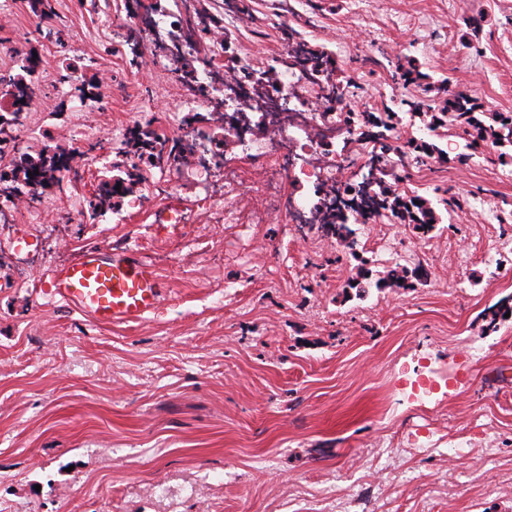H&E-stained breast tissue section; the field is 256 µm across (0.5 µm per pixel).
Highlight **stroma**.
I'll use <instances>...</instances> for the list:
<instances>
[{"label": "stroma", "mask_w": 512, "mask_h": 512, "mask_svg": "<svg viewBox=\"0 0 512 512\" xmlns=\"http://www.w3.org/2000/svg\"><path fill=\"white\" fill-rule=\"evenodd\" d=\"M128 0H55L62 44L42 41L26 0L0 9V70L42 58L20 139L95 143L81 181L41 205L0 199V512H512V318L482 313L512 299V146L472 148L451 126L443 157L407 166L403 189L440 217L355 225L346 247L273 209L260 224L203 215L161 231L159 171L114 210L83 209L112 176L124 142L108 130L173 131L182 82L164 45L145 40L130 67L112 29ZM249 18L210 53L283 60V29L331 54L367 103L440 109L449 91L512 113V0H248ZM411 57L433 89L393 86ZM123 80L105 111L57 82ZM28 232L36 258L12 240ZM134 248L165 299L135 323L102 326L51 301L48 273L84 247ZM403 267L414 287L376 288ZM367 270L365 293L348 286ZM464 448L449 458V448Z\"/></svg>", "instance_id": "1"}]
</instances>
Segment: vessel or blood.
<instances>
[{"label": "vessel or blood", "instance_id": "vessel-or-blood-1", "mask_svg": "<svg viewBox=\"0 0 512 512\" xmlns=\"http://www.w3.org/2000/svg\"><path fill=\"white\" fill-rule=\"evenodd\" d=\"M49 284L53 300L100 325L136 322L163 297L154 264L131 250L84 248L52 269Z\"/></svg>", "mask_w": 512, "mask_h": 512}]
</instances>
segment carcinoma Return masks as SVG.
Masks as SVG:
<instances>
[{"label": "carcinoma", "mask_w": 512, "mask_h": 512, "mask_svg": "<svg viewBox=\"0 0 512 512\" xmlns=\"http://www.w3.org/2000/svg\"><path fill=\"white\" fill-rule=\"evenodd\" d=\"M30 13L37 19H44L54 13L53 0H27ZM185 42L191 49L192 58L181 57L183 79L195 92L203 91V86L195 84L194 72L196 64L207 62V54L203 53L202 35L196 31L194 24L186 26ZM42 63V59L34 57L30 49L18 55L16 67L0 71V96L9 101V108L0 110V198L12 200L26 196L32 202L42 199L45 192L54 187H61L65 181H75L79 170L73 167L76 151H68L49 142L38 150L23 147L13 132L24 124L28 109L34 100L32 76ZM423 73L410 60H397L392 78L395 82L418 84ZM102 86L99 83L80 84L73 88V96L84 101L90 97L101 100ZM427 125L438 127L449 121L457 124L464 138L473 146L485 145L489 142L502 144L512 142V113L487 112L473 97L459 92H451L444 102L442 111L428 112ZM345 119L357 127L378 130V138L385 141L383 148L392 149L388 143V132L394 129L397 114L392 111L348 112ZM126 144L131 146L133 162L124 169V176L104 178L98 182L94 192L84 198V209L89 218L95 219L118 205V201L132 195L135 188L145 180L138 163L151 169L176 168L181 165L186 147L178 141H169L168 137L158 134L147 126L137 125L126 132ZM408 157L419 162L423 157L431 156L436 151L435 144L411 140L408 142ZM33 175H28V172ZM372 211L385 219L396 216L408 219L421 234H426L438 223L439 217L429 201L419 195H408L395 192L385 187L378 188L372 199ZM326 234L337 241L351 245L353 230L349 225L334 217L331 222L322 225Z\"/></svg>", "instance_id": "obj_1"}]
</instances>
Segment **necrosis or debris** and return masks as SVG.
<instances>
[{
    "mask_svg": "<svg viewBox=\"0 0 512 512\" xmlns=\"http://www.w3.org/2000/svg\"><path fill=\"white\" fill-rule=\"evenodd\" d=\"M307 51L306 40L297 36L287 47L290 61L281 68L241 59L219 69L201 66L199 80L215 83L228 99L224 183L217 190L204 180L211 162L195 156L181 166L179 179L167 182V193H178L184 180L198 179L213 214L228 224H256L263 212L255 208V200L272 202L285 179L307 190L306 196L291 199L285 211L287 223L297 224L314 210L316 197L349 182L351 164L337 150L339 140L354 142L365 156L380 152L378 142L345 123L341 103L326 97Z\"/></svg>",
    "mask_w": 512,
    "mask_h": 512,
    "instance_id": "4bbe7bcc",
    "label": "necrosis or debris"
}]
</instances>
